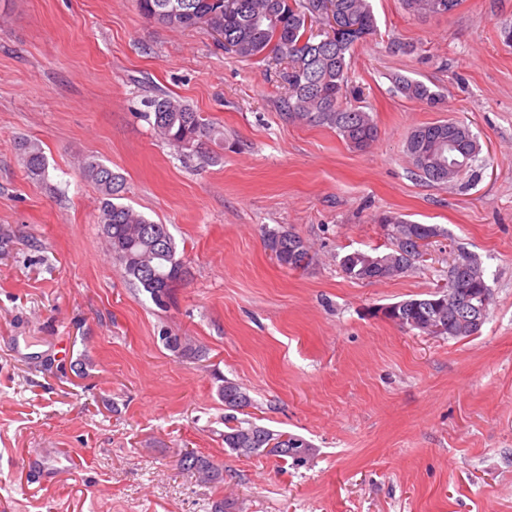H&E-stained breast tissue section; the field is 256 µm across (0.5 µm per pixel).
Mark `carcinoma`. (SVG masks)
Returning <instances> with one entry per match:
<instances>
[{"mask_svg":"<svg viewBox=\"0 0 512 512\" xmlns=\"http://www.w3.org/2000/svg\"><path fill=\"white\" fill-rule=\"evenodd\" d=\"M404 9L418 17L445 15L459 0H401ZM139 11L167 28H205L222 36L224 51L245 60H275L285 64L280 77L287 88L283 111L291 119L334 128L356 150L368 148L377 137L371 115L348 101V59L354 45L377 31L370 0H331L341 29L336 39L323 41L314 31L326 8V0H136ZM405 97L430 105L441 96L421 81L406 76L394 79ZM152 126L161 140L177 149H197L213 129L189 104L170 96L149 102ZM23 165L33 180H43L48 163L37 142L22 144ZM405 152L417 175L436 185L458 181L476 169L480 161L477 137L455 120L439 121L413 128L405 140ZM83 175L100 195L99 224L113 258L133 284L150 294L157 305L172 295L185 274L174 238L166 225L156 224L133 208L117 203L125 189L123 177L95 160L83 165ZM390 241L389 251L380 254L353 251L341 258L342 272L355 280L378 281L409 270L421 255L419 240L443 236L436 225L413 224L396 215L381 218ZM267 247L283 267L309 257L303 240L281 229L267 233ZM457 265L448 271V286L424 298L406 299L392 305L389 319L408 329L429 333L444 327L451 338L477 334L481 325L470 323L483 305L488 284L477 259L459 249ZM224 401V447L240 457L274 455L290 458L299 465L307 460L311 447L292 435L276 433L237 414L251 406L249 395L232 382L219 389ZM181 470L208 483L223 480L222 472L206 457L186 452Z\"/></svg>","mask_w":512,"mask_h":512,"instance_id":"obj_1","label":"carcinoma"}]
</instances>
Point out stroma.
Wrapping results in <instances>:
<instances>
[{"label":"stroma","instance_id":"stroma-1","mask_svg":"<svg viewBox=\"0 0 512 512\" xmlns=\"http://www.w3.org/2000/svg\"><path fill=\"white\" fill-rule=\"evenodd\" d=\"M372 5L378 30L355 46L349 85L378 136L358 151L283 114L280 64L224 52L206 29L164 27L135 0H0V512H212L223 499L239 512H512V0L426 19ZM397 74L442 104L405 98ZM161 94L217 138L161 141L145 116ZM451 119L483 165L442 187L416 175L404 140ZM30 140L45 180L25 172ZM89 159L173 236L185 275L167 307L113 259ZM390 212L445 233L401 276L347 279L346 253L386 251ZM272 229L301 237L312 262L280 266ZM460 248L492 293L478 334L379 315L445 285ZM227 380L252 400L245 419L312 444L305 466L225 448ZM188 450L223 481L183 474ZM64 451L69 468L46 481ZM21 146L27 175L33 180L45 179L48 174V163L42 147L33 141H26Z\"/></svg>","mask_w":512,"mask_h":512}]
</instances>
